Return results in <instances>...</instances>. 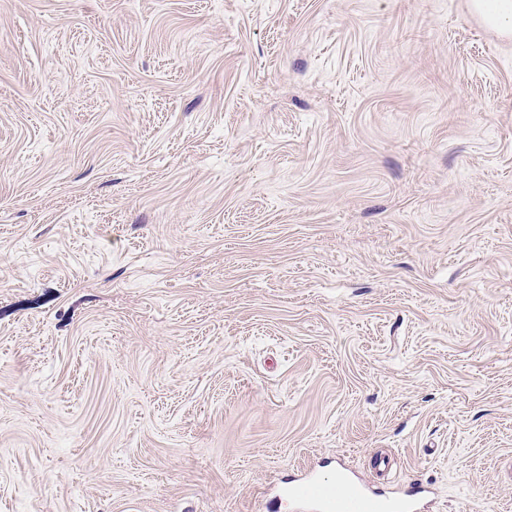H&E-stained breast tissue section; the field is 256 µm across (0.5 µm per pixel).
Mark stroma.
Masks as SVG:
<instances>
[{
	"label": "stroma",
	"mask_w": 512,
	"mask_h": 512,
	"mask_svg": "<svg viewBox=\"0 0 512 512\" xmlns=\"http://www.w3.org/2000/svg\"><path fill=\"white\" fill-rule=\"evenodd\" d=\"M469 0H0V512H293L336 460L512 512V39Z\"/></svg>",
	"instance_id": "1"
}]
</instances>
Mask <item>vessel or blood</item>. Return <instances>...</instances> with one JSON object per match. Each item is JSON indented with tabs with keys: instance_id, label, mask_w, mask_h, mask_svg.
<instances>
[{
	"instance_id": "b4317fda",
	"label": "vessel or blood",
	"mask_w": 512,
	"mask_h": 512,
	"mask_svg": "<svg viewBox=\"0 0 512 512\" xmlns=\"http://www.w3.org/2000/svg\"><path fill=\"white\" fill-rule=\"evenodd\" d=\"M336 475L345 493H338L336 485L309 477L282 483L281 494L293 501L299 512H418L420 483H412L406 494L390 496L363 483L344 464H337Z\"/></svg>"
}]
</instances>
